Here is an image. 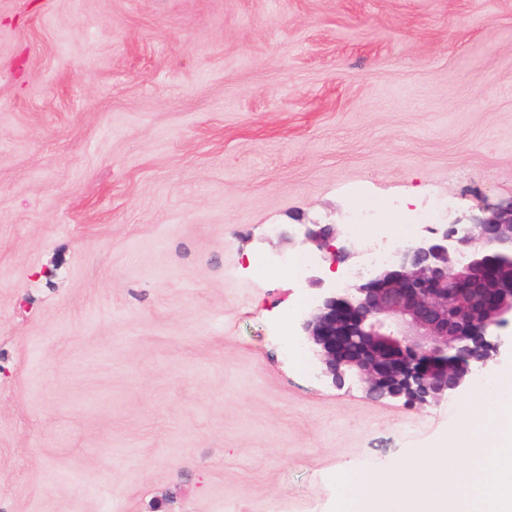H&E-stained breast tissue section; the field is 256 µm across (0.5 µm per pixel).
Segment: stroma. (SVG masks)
Instances as JSON below:
<instances>
[{"label":"stroma","instance_id":"35a3bbf8","mask_svg":"<svg viewBox=\"0 0 512 512\" xmlns=\"http://www.w3.org/2000/svg\"><path fill=\"white\" fill-rule=\"evenodd\" d=\"M512 201V0H0V512H332L448 435L299 364L291 224Z\"/></svg>","mask_w":512,"mask_h":512}]
</instances>
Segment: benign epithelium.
I'll use <instances>...</instances> for the list:
<instances>
[{
    "mask_svg": "<svg viewBox=\"0 0 512 512\" xmlns=\"http://www.w3.org/2000/svg\"><path fill=\"white\" fill-rule=\"evenodd\" d=\"M340 235L335 224L290 233L329 253L333 270L361 256L333 245ZM310 282L321 293L300 329L324 376L337 387L357 381L375 399L438 405L499 356L498 331L512 326V202L413 238L344 288Z\"/></svg>",
    "mask_w": 512,
    "mask_h": 512,
    "instance_id": "obj_1",
    "label": "benign epithelium"
}]
</instances>
